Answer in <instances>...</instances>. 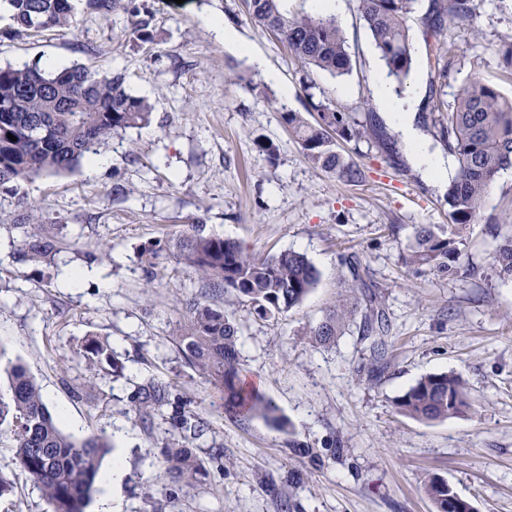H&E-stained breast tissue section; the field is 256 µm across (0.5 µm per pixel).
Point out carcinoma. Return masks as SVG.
Instances as JSON below:
<instances>
[{
  "instance_id": "carcinoma-1",
  "label": "carcinoma",
  "mask_w": 512,
  "mask_h": 512,
  "mask_svg": "<svg viewBox=\"0 0 512 512\" xmlns=\"http://www.w3.org/2000/svg\"><path fill=\"white\" fill-rule=\"evenodd\" d=\"M285 2L243 0V5L250 21L284 44L302 67L334 77L350 74L352 60L336 20L323 13L291 14ZM357 2L386 77L403 89L416 64L407 20L417 0ZM85 7L105 17L121 9L133 17L134 32L148 35V11L136 0H86ZM0 8L9 13L16 31L32 35L77 22V0H0ZM475 17L474 0H431L422 23L438 40L434 56L427 58L438 79L448 77L447 50L441 41L447 26L471 25ZM315 109L317 118L312 122L285 109L279 117L300 141L313 167L332 172L347 183L362 182V170L345 157L339 144L362 138L382 142L381 127L374 122H357L332 101ZM149 114L148 102L129 91L120 72L99 73L78 63L56 69L0 67V184L68 172L113 133L147 123ZM430 120L434 138L457 165L444 197L451 225L464 227L479 214L500 172L512 168V99L474 76L460 87L453 106L448 108L438 97H432ZM10 134L16 140H10ZM20 206L14 224L22 230L29 259L39 261L54 255L60 241L45 229L42 211L23 201ZM460 245L455 232L422 227L405 263L451 276L460 269ZM175 256L193 268L210 289L224 291L260 318L288 312L302 303L317 283V271L304 255L283 251L257 257L234 241L203 233L200 224L191 225V232L175 244ZM345 264L359 282L360 294L344 296L312 329L311 336L317 344H331L358 318L362 339L369 342L377 362L385 354L388 319L375 285L360 275L359 263L350 256ZM494 271L500 280L512 281V231L497 246ZM239 333L234 312L195 300L189 304L173 341L224 401L225 414L234 418L258 415L280 427L274 406L244 382ZM85 355L92 363L114 366L112 351L94 338L86 342ZM7 378L9 397H0V427L8 429L20 466L40 489L51 512H85L108 448L106 439L91 436L76 441L65 435L23 364L11 365ZM133 402L142 422L171 405L166 388L152 383L139 387ZM470 407L462 379L449 373L420 378L396 402L398 412L420 421H442ZM170 421L181 436V441L165 446L170 477L188 484L205 479L207 469L190 445L204 435L207 421L181 404L172 405ZM427 494L436 512H448L453 491L447 483L432 480Z\"/></svg>"
}]
</instances>
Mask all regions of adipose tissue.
I'll list each match as a JSON object with an SVG mask.
<instances>
[{"label":"adipose tissue","mask_w":512,"mask_h":512,"mask_svg":"<svg viewBox=\"0 0 512 512\" xmlns=\"http://www.w3.org/2000/svg\"><path fill=\"white\" fill-rule=\"evenodd\" d=\"M378 96L383 103L386 120L400 133L403 144L416 167L430 181L444 184L451 174L446 158L430 151L415 126V102L412 95L399 96L386 84H379Z\"/></svg>","instance_id":"ef3b65f1"}]
</instances>
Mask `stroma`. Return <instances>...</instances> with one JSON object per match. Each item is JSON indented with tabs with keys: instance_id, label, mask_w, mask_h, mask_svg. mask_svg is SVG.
<instances>
[{
	"instance_id": "stroma-1",
	"label": "stroma",
	"mask_w": 512,
	"mask_h": 512,
	"mask_svg": "<svg viewBox=\"0 0 512 512\" xmlns=\"http://www.w3.org/2000/svg\"><path fill=\"white\" fill-rule=\"evenodd\" d=\"M142 2L152 17L146 41L120 10L105 17L84 9L73 26L35 37L8 34L10 20L0 13V67L119 70L151 107L147 125L98 147L111 162L95 175L81 166L0 185V394L8 392L7 368L22 363L65 434L105 436L111 449L102 468L117 459L123 465L112 489L121 512H283L287 501L298 512H435L426 493L433 477L479 512H512V282L493 271L499 240L487 224L491 216L512 222V177L496 179L462 230L457 275L410 268L403 255L419 227L449 222L444 186L424 180L405 152L391 159L366 139L341 143L365 173L363 182H343L313 167L279 121L280 108L307 113L327 100L361 122L383 115L375 86L385 72L357 0H344L353 71L341 77L299 67L251 23L242 0ZM475 4L474 24L449 26L445 35L450 69L437 90L447 104L474 74L512 98L502 54L512 42V0ZM425 9L419 0L407 21L419 60L407 89L416 125L436 151ZM208 16L264 57L279 83L266 82L238 47L225 45L205 25ZM262 140L274 144L276 159L259 151ZM117 183L124 196L113 195ZM24 201L42 207L47 229L62 242L39 263L23 259L11 222ZM196 222L259 257L302 253L318 272L313 291L282 316L235 310L242 367L275 404L282 427L227 416L171 341L190 301L220 305L224 295L172 256L150 273L140 252L175 242ZM104 243L106 257L98 254ZM352 252L379 286L390 323L379 363L357 325L326 346L310 336L344 295L351 277L343 258ZM68 274L78 281L66 288ZM91 337L112 350L119 373L89 363ZM450 372L466 383L468 413L422 422L397 412L398 398L421 377ZM149 382L207 421L193 443L208 470L202 482L168 478L162 449L180 435L165 414L144 431L132 402ZM12 445L0 434V475L10 482L0 512H51Z\"/></svg>"
}]
</instances>
